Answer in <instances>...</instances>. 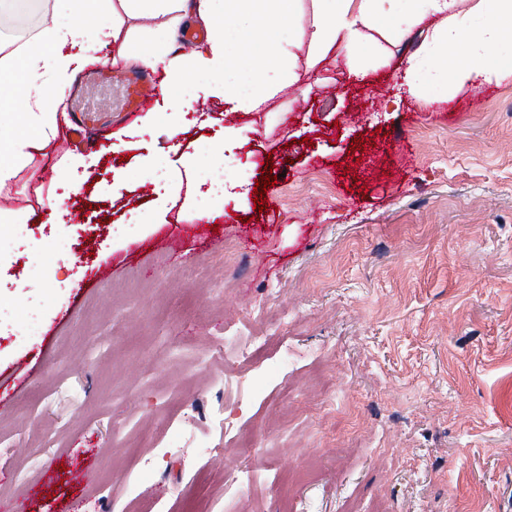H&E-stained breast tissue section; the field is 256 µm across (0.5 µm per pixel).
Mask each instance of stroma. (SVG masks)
Listing matches in <instances>:
<instances>
[{"mask_svg": "<svg viewBox=\"0 0 512 512\" xmlns=\"http://www.w3.org/2000/svg\"><path fill=\"white\" fill-rule=\"evenodd\" d=\"M424 39L378 38L362 84L303 49L262 111L196 102L214 123L181 153L250 128L225 145L239 184L202 238L180 236L184 169L166 223L112 245V221L156 199L135 185L139 141L169 145L141 113L89 115L76 223L47 221L41 165L65 155L35 153L0 194L30 215L0 264V512H224V475L248 461L262 512L311 467L296 512H512V74L411 95L399 66ZM120 171L135 188L114 200ZM21 264L44 281L21 286ZM259 321L271 341L242 366L246 433L228 450L217 348ZM149 454L156 470H139Z\"/></svg>", "mask_w": 512, "mask_h": 512, "instance_id": "stroma-1", "label": "stroma"}]
</instances>
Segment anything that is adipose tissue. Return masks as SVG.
Wrapping results in <instances>:
<instances>
[{"instance_id":"1","label":"adipose tissue","mask_w":512,"mask_h":512,"mask_svg":"<svg viewBox=\"0 0 512 512\" xmlns=\"http://www.w3.org/2000/svg\"><path fill=\"white\" fill-rule=\"evenodd\" d=\"M311 5L314 20L302 27L299 17ZM67 10L63 22L44 24L22 45L0 41V109L15 108L16 120L0 128V193L9 191L23 169L58 133L66 117L65 102L75 75L93 46H115L105 57L109 67L143 68L164 75L161 98L143 121L145 132L164 127L169 140L191 127L188 109L199 98L223 101L229 112H259L272 96L297 81L296 61L302 47L316 59L337 53L349 74L364 80L355 66L364 51L363 28L402 38L422 27L427 39L404 63L402 79L417 90L424 75L441 83H474L486 79L499 64L500 46L512 40V0H53ZM480 15L482 24L469 32L467 18ZM158 19V35L139 38L127 27L130 19ZM205 27L204 43L179 52L187 24ZM229 127L209 153L194 160L195 193L191 219H212L231 182L224 144L244 137ZM142 180L165 183L152 210L131 211L128 222H117L113 241H120L126 223H164L169 195L177 193L167 162L155 152L144 156Z\"/></svg>"}]
</instances>
